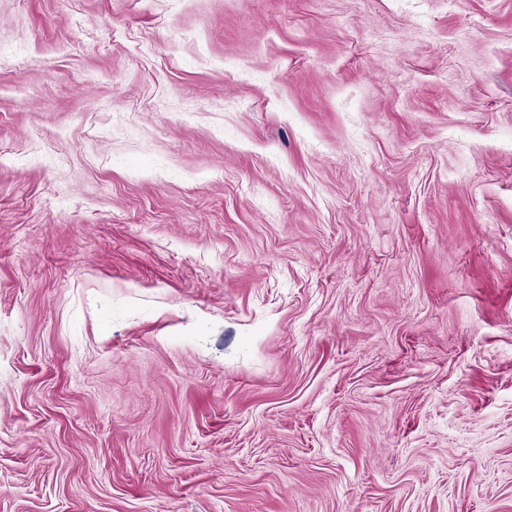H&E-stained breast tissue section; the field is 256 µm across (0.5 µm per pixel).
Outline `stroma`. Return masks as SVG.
Masks as SVG:
<instances>
[{
	"label": "stroma",
	"mask_w": 512,
	"mask_h": 512,
	"mask_svg": "<svg viewBox=\"0 0 512 512\" xmlns=\"http://www.w3.org/2000/svg\"><path fill=\"white\" fill-rule=\"evenodd\" d=\"M0 46V512H512V0Z\"/></svg>",
	"instance_id": "35a3bbf8"
}]
</instances>
